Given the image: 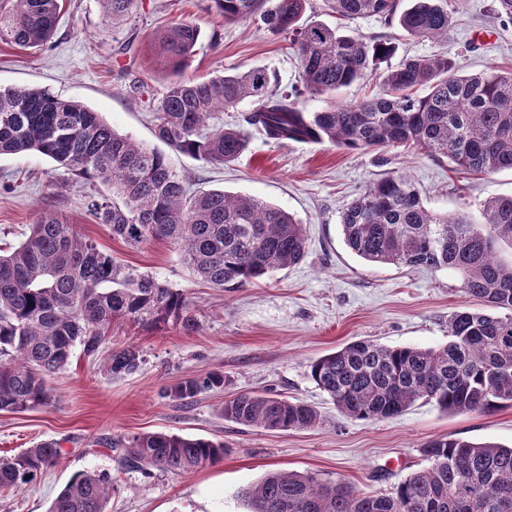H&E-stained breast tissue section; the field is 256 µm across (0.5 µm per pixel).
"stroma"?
Masks as SVG:
<instances>
[{
  "label": "stroma",
  "mask_w": 512,
  "mask_h": 512,
  "mask_svg": "<svg viewBox=\"0 0 512 512\" xmlns=\"http://www.w3.org/2000/svg\"><path fill=\"white\" fill-rule=\"evenodd\" d=\"M447 45L409 41L376 18L346 21L309 0L304 22L345 33L392 38L399 54L447 52L467 75L512 69V23L501 22L496 0H451ZM179 20L195 23L201 37L185 74L208 78L255 67L276 71L279 89L301 82L300 65L284 37L252 19L228 25L210 0H137L119 28L105 22L98 0H64L55 35L40 51L0 42V86L48 89L99 112L121 134L164 149L170 166L190 190L221 189L258 198L293 214L303 224L307 253L298 264L230 290L196 283L180 253L152 240L128 248L95 222L85 208V180L57 169L36 153L0 155V245L17 246L42 210L61 212L78 231L121 264L152 273L189 292L199 327L185 333L175 323L159 327L120 322L98 355L75 349L54 376L55 398L42 409L0 413V456L10 457L44 440L62 448L59 463L14 493H0V512H48L72 476L110 474L114 487L105 512H245L242 489L268 472L293 470L344 480L357 489L387 494L420 469L421 447L439 436L512 445V407L491 413L447 414L418 401L404 413L380 420L341 415L309 375L310 363L348 342L367 339L388 347L436 348L448 342V320L460 309L481 311L453 271L367 262L348 248L340 226L346 205L374 179L407 170L434 212L455 213L512 195V170L457 174L417 149L384 154L328 143L280 145L252 134L235 162L214 166L173 149L154 136L153 114L132 84L161 96L168 70L153 35ZM137 346L139 369L111 378L103 365L112 349ZM223 371V390L191 402L164 397L174 380ZM266 391L314 406L318 426L268 431L225 421L226 397ZM163 432L223 441L222 461L188 474L142 472L119 463L112 440Z\"/></svg>",
  "instance_id": "1"
}]
</instances>
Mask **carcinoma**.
I'll use <instances>...</instances> for the list:
<instances>
[{
  "label": "carcinoma",
  "mask_w": 512,
  "mask_h": 512,
  "mask_svg": "<svg viewBox=\"0 0 512 512\" xmlns=\"http://www.w3.org/2000/svg\"><path fill=\"white\" fill-rule=\"evenodd\" d=\"M346 20L378 17L397 23L416 41L448 42V0H325ZM105 22L124 24L135 0H99ZM235 24L260 17L288 37L297 54L302 90L280 92L265 68L208 79L188 78L200 29L187 20L158 32L155 51L171 73L162 96L148 100L155 137L196 160L226 164L247 149L255 130L275 144L329 142L352 150L421 148L432 159L487 174L512 170V69L461 75L448 54L405 56L381 72L382 91L357 103L331 101L318 112L298 104L305 91L328 97L379 68L397 52L385 39L342 34L303 24L307 0H211ZM59 0H0V41L20 48L53 37ZM255 103L244 124H209L216 112ZM36 151L57 167L112 185V196L87 197V212L112 237L138 249L151 240L173 245L196 279L214 288H240L300 262L302 224L284 209L222 190L190 192L166 157L116 132L99 113L46 89L0 87V154ZM346 245L367 262L450 269L488 314L455 311L448 344L438 348L385 347L356 340L309 365V374L343 415L391 418L418 400L450 414L489 413L512 406V260L498 257L512 244V196L438 214L423 204L409 175L392 172L367 186L342 212ZM173 321L186 333L199 328L191 300L150 273L117 262L58 213L45 210L25 239L0 248V411L48 406L47 377L62 370L73 350L98 354L112 323L158 326ZM140 350L115 349L106 372L138 370ZM224 373L178 380L168 394L190 400L224 389ZM224 420L271 431L307 430L319 412L296 399L245 392L224 400ZM120 463L141 471L180 473L224 459V443L144 432L110 443ZM426 465L389 494L294 471L267 473L241 490L248 512H512V448L491 442L436 437L420 448ZM61 448L44 441L0 458V491L16 490L59 463ZM112 479L73 476L48 512H105Z\"/></svg>",
  "instance_id": "cac0c4a2"
}]
</instances>
